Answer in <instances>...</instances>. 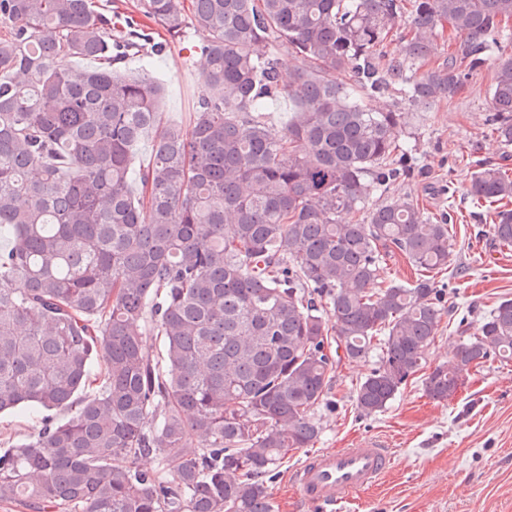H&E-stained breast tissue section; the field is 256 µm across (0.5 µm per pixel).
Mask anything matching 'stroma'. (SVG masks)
I'll return each instance as SVG.
<instances>
[{
    "instance_id": "1",
    "label": "stroma",
    "mask_w": 512,
    "mask_h": 512,
    "mask_svg": "<svg viewBox=\"0 0 512 512\" xmlns=\"http://www.w3.org/2000/svg\"><path fill=\"white\" fill-rule=\"evenodd\" d=\"M494 69L487 63L452 105L414 114L418 170L389 192L390 198L407 197L429 214L454 213L457 268L437 278L445 312L426 370L451 357L459 322L477 328L484 311L512 298V249L499 247L488 224L475 218L469 196L475 161L512 167L486 122ZM200 73L199 60L182 43L168 44L156 68L169 83L161 102L167 124L190 130ZM373 366L369 360L339 367L317 412L323 433L314 449L349 448L372 438L392 451L389 473L340 512H512V360L488 361L445 402L427 397L423 373L416 374L383 412L366 416L357 410L354 392ZM309 452L290 451L268 478L275 512H298L290 474Z\"/></svg>"
}]
</instances>
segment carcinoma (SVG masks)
<instances>
[{
    "instance_id": "cac0c4a2",
    "label": "carcinoma",
    "mask_w": 512,
    "mask_h": 512,
    "mask_svg": "<svg viewBox=\"0 0 512 512\" xmlns=\"http://www.w3.org/2000/svg\"><path fill=\"white\" fill-rule=\"evenodd\" d=\"M137 0L172 41L207 59L187 132L163 126L149 69L166 45L95 0H0V412L46 420L0 451V502L35 512H274L265 477L311 448L341 362L378 353L356 386L384 411L425 364L443 314L435 275L454 262L449 225L405 197L407 112L453 101L496 56L488 126L512 147V0ZM409 34L386 42L398 17ZM455 44L423 67L432 41ZM301 65L283 79L277 48ZM135 52L142 72L115 64ZM97 66L79 81L67 61ZM351 81H341L342 74ZM397 91L405 107L369 101ZM288 100L275 129L267 109ZM156 132L128 186L133 150ZM470 196L501 206L512 247V176L476 164ZM397 251L421 272L380 281ZM163 340L147 347L146 333ZM492 357L512 360L501 300L423 382L446 401ZM162 468L136 466L142 456Z\"/></svg>"
}]
</instances>
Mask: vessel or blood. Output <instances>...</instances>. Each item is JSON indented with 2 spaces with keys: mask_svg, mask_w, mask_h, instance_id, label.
I'll list each match as a JSON object with an SVG mask.
<instances>
[{
  "mask_svg": "<svg viewBox=\"0 0 512 512\" xmlns=\"http://www.w3.org/2000/svg\"><path fill=\"white\" fill-rule=\"evenodd\" d=\"M391 453L375 440L313 454L294 472L292 484L304 503L336 506L377 482L389 469Z\"/></svg>",
  "mask_w": 512,
  "mask_h": 512,
  "instance_id": "obj_1",
  "label": "vessel or blood"
}]
</instances>
